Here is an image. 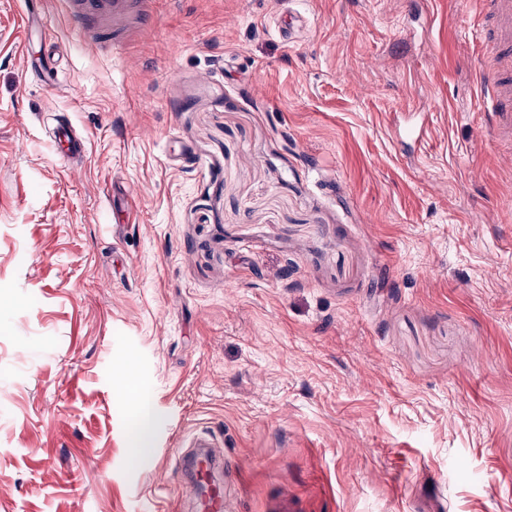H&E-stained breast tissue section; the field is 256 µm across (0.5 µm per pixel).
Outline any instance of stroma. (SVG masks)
<instances>
[{
	"label": "stroma",
	"instance_id": "35a3bbf8",
	"mask_svg": "<svg viewBox=\"0 0 512 512\" xmlns=\"http://www.w3.org/2000/svg\"><path fill=\"white\" fill-rule=\"evenodd\" d=\"M22 13L0 0V512H197L205 432L239 512H512V143L478 0ZM55 139L61 148V153L67 158H84L88 154V141L84 137L73 134L68 127L60 128ZM135 422L133 431L135 433L133 439V450L139 453L148 438L149 432L152 427L153 417L150 407L143 397H138L134 401Z\"/></svg>",
	"mask_w": 512,
	"mask_h": 512
}]
</instances>
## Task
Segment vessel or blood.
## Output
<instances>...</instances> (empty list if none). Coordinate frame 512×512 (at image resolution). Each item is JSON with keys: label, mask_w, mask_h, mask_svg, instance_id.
Segmentation results:
<instances>
[{"label": "vessel or blood", "mask_w": 512, "mask_h": 512, "mask_svg": "<svg viewBox=\"0 0 512 512\" xmlns=\"http://www.w3.org/2000/svg\"><path fill=\"white\" fill-rule=\"evenodd\" d=\"M76 19L94 16H119L132 6V0H61ZM481 29L484 42L491 51L490 69L481 71L485 87L484 110L490 130L512 139V0H483ZM63 156L86 157L89 151L85 138L60 128L55 136ZM224 462L214 454L192 455L187 469L195 487H208L205 512H236L238 502L230 488L219 483L217 474Z\"/></svg>", "instance_id": "1"}]
</instances>
